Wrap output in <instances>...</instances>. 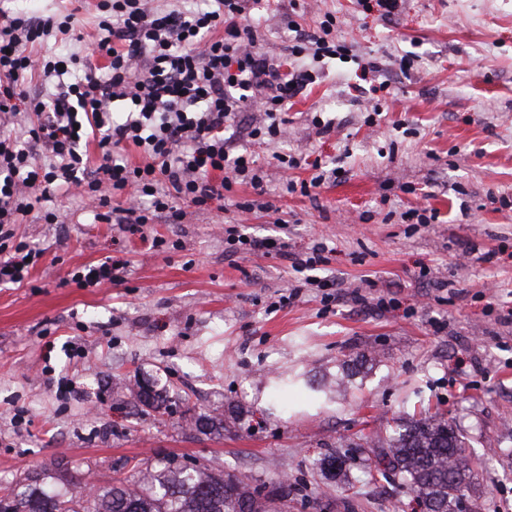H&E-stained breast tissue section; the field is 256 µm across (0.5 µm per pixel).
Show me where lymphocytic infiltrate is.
<instances>
[{
	"label": "lymphocytic infiltrate",
	"mask_w": 512,
	"mask_h": 512,
	"mask_svg": "<svg viewBox=\"0 0 512 512\" xmlns=\"http://www.w3.org/2000/svg\"><path fill=\"white\" fill-rule=\"evenodd\" d=\"M260 0H204L193 9L162 11L153 0H98L100 35L89 52L67 61L43 53L41 38L80 41L75 13L14 16L0 11V284H20L40 252L15 242L16 225L58 193L77 191L97 222L142 232L158 217L181 223L185 206L200 210L248 185L263 192L266 173L228 132L256 106L262 123L248 136L270 143L284 133L288 105L320 82L326 61L351 59L330 39L326 14L313 30L296 28L287 60L267 56L251 12ZM39 79L41 92L31 91ZM93 140L94 151L81 144ZM139 162H131L128 148ZM231 251L277 252L295 271L326 264L324 245L292 254L286 243L225 238Z\"/></svg>",
	"instance_id": "f902f5d3"
}]
</instances>
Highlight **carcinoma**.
<instances>
[{"instance_id":"1","label":"carcinoma","mask_w":512,"mask_h":512,"mask_svg":"<svg viewBox=\"0 0 512 512\" xmlns=\"http://www.w3.org/2000/svg\"><path fill=\"white\" fill-rule=\"evenodd\" d=\"M376 458L398 473L415 494L420 512H473L469 490L478 471L463 438L447 420L429 415L394 430ZM345 461L327 456L320 469L331 479ZM288 486L261 492L233 472L212 474L165 462L130 485L121 480L88 492L61 494L37 474L0 495V512H286Z\"/></svg>"}]
</instances>
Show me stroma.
<instances>
[{
    "label": "stroma",
    "mask_w": 512,
    "mask_h": 512,
    "mask_svg": "<svg viewBox=\"0 0 512 512\" xmlns=\"http://www.w3.org/2000/svg\"><path fill=\"white\" fill-rule=\"evenodd\" d=\"M96 0H0L29 15L75 10L86 42L97 36ZM353 61L330 63L321 83L293 100L278 144L242 138L266 174L265 192L236 199L264 207L188 208L157 220L151 249L118 224L94 222L79 198L52 202L62 221L31 214L16 237L41 249L24 286L0 285V485L46 471L62 493L132 477L170 457L230 471L270 490L288 480V512H419L398 479L371 480L365 435L401 418L440 414L486 455L471 496L477 512H512V0H404L395 14L357 0H273L256 11L262 49L288 54L289 21L312 29L325 13ZM413 53L400 71L396 61ZM374 61L381 95L366 122L358 61ZM333 120L318 134L313 116ZM303 153L339 169L311 196L287 193L274 152ZM413 193L402 192V185ZM436 209L433 224L405 219ZM287 242L326 243L324 272L343 296L318 289L279 255L230 252L224 228ZM491 261H482L484 253ZM116 258L122 280L74 281L83 266ZM301 294L282 303L293 287ZM393 291L397 310L355 301ZM307 384L277 397L283 371ZM346 380L331 405L309 382ZM155 380L163 408L142 404ZM223 418L197 430L190 416ZM347 455L345 480L315 463ZM127 463L113 473L117 460Z\"/></svg>",
    "instance_id": "obj_1"
}]
</instances>
